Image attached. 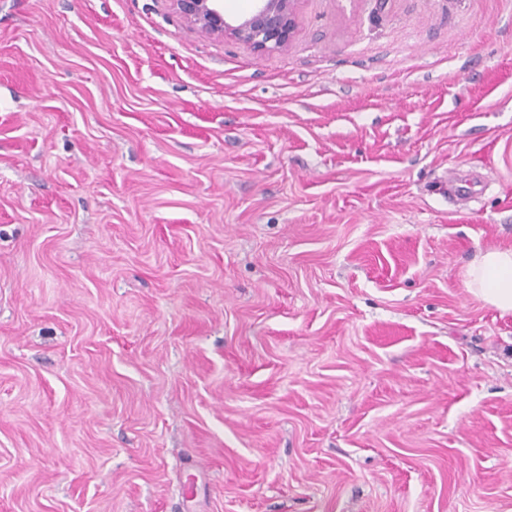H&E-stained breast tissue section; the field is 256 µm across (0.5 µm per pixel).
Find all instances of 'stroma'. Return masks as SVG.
Masks as SVG:
<instances>
[{
  "instance_id": "obj_1",
  "label": "stroma",
  "mask_w": 512,
  "mask_h": 512,
  "mask_svg": "<svg viewBox=\"0 0 512 512\" xmlns=\"http://www.w3.org/2000/svg\"><path fill=\"white\" fill-rule=\"evenodd\" d=\"M294 20L0 0V512H512V0ZM298 0H255L253 11L243 17L226 16L223 0H173L179 14L205 38L249 45L266 52L288 44ZM466 288L503 313L512 312V249L484 251L466 273Z\"/></svg>"
}]
</instances>
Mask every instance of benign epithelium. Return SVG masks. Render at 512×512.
<instances>
[{
	"instance_id": "7a95c632",
	"label": "benign epithelium",
	"mask_w": 512,
	"mask_h": 512,
	"mask_svg": "<svg viewBox=\"0 0 512 512\" xmlns=\"http://www.w3.org/2000/svg\"><path fill=\"white\" fill-rule=\"evenodd\" d=\"M179 14L205 38L249 45L257 52L288 44L297 0H255L243 17L224 14V0H173Z\"/></svg>"
}]
</instances>
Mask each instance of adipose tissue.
<instances>
[{
	"label": "adipose tissue",
	"mask_w": 512,
	"mask_h": 512,
	"mask_svg": "<svg viewBox=\"0 0 512 512\" xmlns=\"http://www.w3.org/2000/svg\"><path fill=\"white\" fill-rule=\"evenodd\" d=\"M469 291L501 312H512V249L484 251L466 273Z\"/></svg>",
	"instance_id": "obj_1"
}]
</instances>
